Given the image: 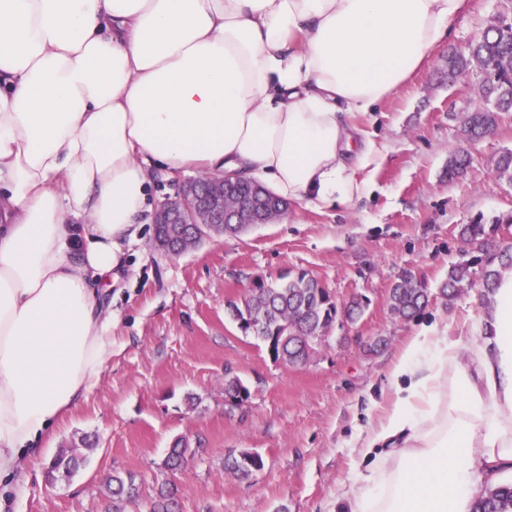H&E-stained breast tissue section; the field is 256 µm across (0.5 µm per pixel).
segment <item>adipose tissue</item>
<instances>
[{"mask_svg":"<svg viewBox=\"0 0 512 512\" xmlns=\"http://www.w3.org/2000/svg\"><path fill=\"white\" fill-rule=\"evenodd\" d=\"M466 0H0V480L112 356L105 302L156 173L320 205L361 191L346 115L396 92ZM469 336L423 325L338 512H471L512 469V270Z\"/></svg>","mask_w":512,"mask_h":512,"instance_id":"obj_1","label":"adipose tissue"}]
</instances>
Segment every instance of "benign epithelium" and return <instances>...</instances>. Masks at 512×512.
<instances>
[{"label":"benign epithelium","instance_id":"obj_1","mask_svg":"<svg viewBox=\"0 0 512 512\" xmlns=\"http://www.w3.org/2000/svg\"><path fill=\"white\" fill-rule=\"evenodd\" d=\"M243 182L238 176L219 174L206 177L203 184L195 180L184 182L177 194L160 202L153 214V224L191 225L189 234L180 248L155 238L153 247L161 252L173 254L184 253L196 247L200 242L210 238L212 225L238 223L239 210L245 203L234 195L236 187ZM286 214V205L270 204L263 207L259 223L274 224Z\"/></svg>","mask_w":512,"mask_h":512}]
</instances>
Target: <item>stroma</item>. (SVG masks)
I'll list each match as a JSON object with an SVG mask.
<instances>
[{"instance_id":"obj_1","label":"stroma","mask_w":512,"mask_h":512,"mask_svg":"<svg viewBox=\"0 0 512 512\" xmlns=\"http://www.w3.org/2000/svg\"><path fill=\"white\" fill-rule=\"evenodd\" d=\"M512 0H468L448 40L412 77L370 112H353L357 137L373 144L353 176L364 187L346 205H290L283 220L204 241L178 256L151 246L152 225L127 251L106 301L112 306V356L84 404L49 431L44 452L26 461L20 481L0 483V512H112L105 481L134 475L135 503L150 512L174 440L193 450L175 479L178 512H332L337 483L354 473V444L374 405L388 401L398 353L421 324L460 335L478 318L483 290L444 300L437 290L467 246L459 225L512 212V186L491 161L512 150V112L470 145L472 163L456 181L446 175L458 144L459 115L477 106L475 76L447 78L448 50L464 46ZM303 269L344 300L366 301L355 321L338 320L309 362L270 359L227 313L253 281ZM421 274L432 294L422 314L403 320L389 289L404 270ZM250 391L229 405L224 376ZM69 479L48 483L45 466L63 448L83 449ZM247 449L264 467L250 479L224 472V460Z\"/></svg>"}]
</instances>
